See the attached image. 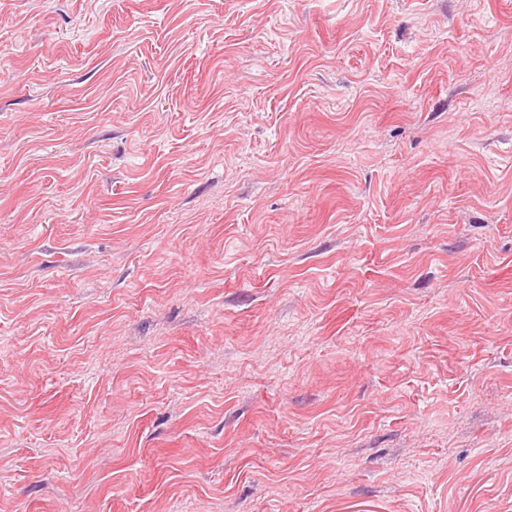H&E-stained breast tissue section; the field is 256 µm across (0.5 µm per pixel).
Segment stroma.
Instances as JSON below:
<instances>
[{"instance_id": "1", "label": "stroma", "mask_w": 512, "mask_h": 512, "mask_svg": "<svg viewBox=\"0 0 512 512\" xmlns=\"http://www.w3.org/2000/svg\"><path fill=\"white\" fill-rule=\"evenodd\" d=\"M0 512H512V0H0Z\"/></svg>"}]
</instances>
